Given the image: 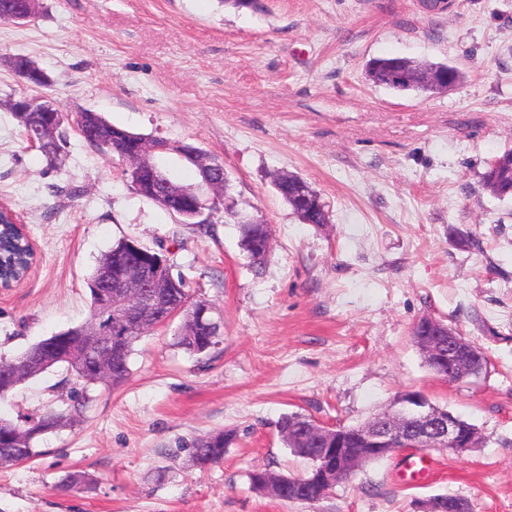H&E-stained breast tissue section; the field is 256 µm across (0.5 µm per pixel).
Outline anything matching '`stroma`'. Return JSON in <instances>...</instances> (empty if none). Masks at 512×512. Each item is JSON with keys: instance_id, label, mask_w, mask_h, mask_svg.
I'll list each match as a JSON object with an SVG mask.
<instances>
[{"instance_id": "stroma-1", "label": "stroma", "mask_w": 512, "mask_h": 512, "mask_svg": "<svg viewBox=\"0 0 512 512\" xmlns=\"http://www.w3.org/2000/svg\"><path fill=\"white\" fill-rule=\"evenodd\" d=\"M25 55L49 77L34 89L10 68ZM400 56L458 66L453 90L400 94L366 65ZM62 112L100 113L150 138L185 142L221 161L226 201L267 224L270 252L252 266L236 218L210 232L131 188L119 156L66 127L64 169L28 146L9 108L20 94ZM512 148V0H38L0 23V201L16 212L38 261L0 291V357L89 316L88 280L113 243L161 253L191 301L212 304L223 341L208 357L175 347L177 323L143 336L126 382L97 384L74 421L38 443L39 457L0 468V512H417L461 494L473 512H512V199L480 175ZM304 178L328 209L302 223L273 186ZM475 343L488 365L437 377L411 338L421 317ZM55 368L0 400L10 420L67 407ZM474 424L483 443L429 450L416 482L401 449L365 465L317 505L252 491L258 466L298 474L278 434L282 415L353 425L401 393ZM235 432L224 462L189 463L192 441ZM93 475L89 490L62 477Z\"/></svg>"}]
</instances>
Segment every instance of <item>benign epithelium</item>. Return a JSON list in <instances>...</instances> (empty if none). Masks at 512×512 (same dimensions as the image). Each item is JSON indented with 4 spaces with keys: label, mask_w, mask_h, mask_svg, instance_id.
I'll return each mask as SVG.
<instances>
[{
    "label": "benign epithelium",
    "mask_w": 512,
    "mask_h": 512,
    "mask_svg": "<svg viewBox=\"0 0 512 512\" xmlns=\"http://www.w3.org/2000/svg\"><path fill=\"white\" fill-rule=\"evenodd\" d=\"M10 109L22 117L33 110L54 112L56 104L14 98ZM106 149L109 154L117 152L128 163L133 171L136 189L143 196L168 202L194 195L198 199V206L193 211L196 218L208 210L214 211L224 202L226 177L212 175L217 165L199 149L183 148L179 143L164 139L146 145L124 130L106 141ZM171 151L181 156L188 155L205 172L202 185L213 193V197L206 199L195 189H185L167 179H160L154 169V157L158 153ZM164 266L162 261L151 269L136 260L127 264L111 284L108 305L100 308V312L113 316V321L107 329L100 327L96 321L92 323L94 339L89 343L88 351L96 353L101 346L118 343L132 332L166 325L183 312V304L172 310L169 305L160 302L157 289L171 287V284L157 277ZM417 347L436 360H448V371L440 373V377L448 381H461L475 375L478 366L486 360L483 351L473 342L434 320L420 333ZM309 430L325 441L326 448L311 459L308 472L312 477L302 479L300 483L315 481L322 492L330 495L336 485L354 475L356 469L352 467L351 454L342 448V435L334 433V427L317 420L309 426ZM359 438L364 452L375 456H386L407 447L443 449L447 446L451 451L462 454L476 447L482 434L476 427L463 423L453 412L437 410L422 392L409 390L398 396L384 415L363 424Z\"/></svg>",
    "instance_id": "7a95c632"
}]
</instances>
